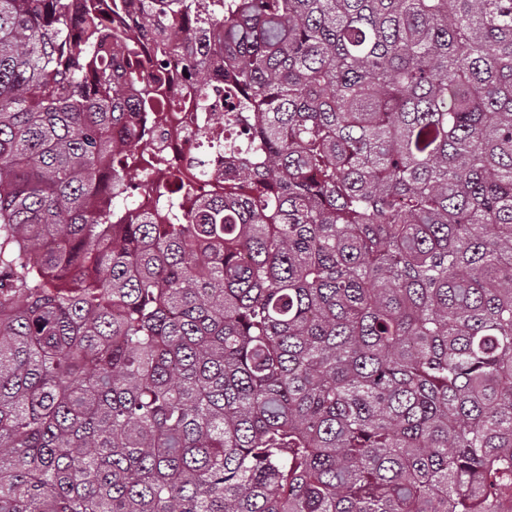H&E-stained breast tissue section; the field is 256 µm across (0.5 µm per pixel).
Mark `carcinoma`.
I'll list each match as a JSON object with an SVG mask.
<instances>
[{"instance_id": "cac0c4a2", "label": "carcinoma", "mask_w": 512, "mask_h": 512, "mask_svg": "<svg viewBox=\"0 0 512 512\" xmlns=\"http://www.w3.org/2000/svg\"><path fill=\"white\" fill-rule=\"evenodd\" d=\"M152 2L0 0V512H512V0ZM180 58H173L170 61V79L162 90V99L166 103L174 101L183 107L181 112H173L176 116L178 131L153 130L150 132L154 142L165 155L167 166L170 170L181 172L185 175H192L196 169L195 147L199 141L201 124L199 114H204L205 121L211 113H223L224 117H234L240 112L233 103L212 97L208 100L209 106L214 112H197L196 101L187 96V77L183 75L185 66Z\"/></svg>"}]
</instances>
